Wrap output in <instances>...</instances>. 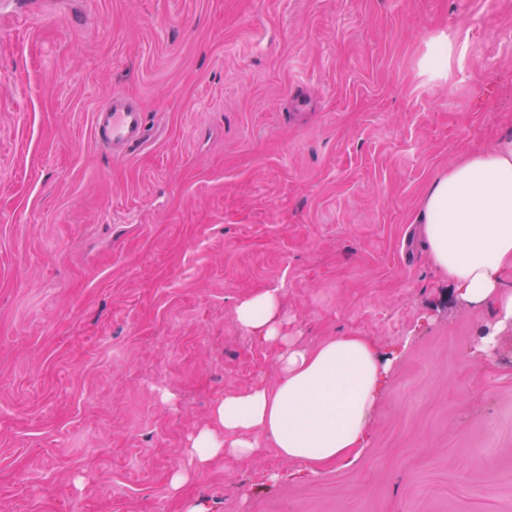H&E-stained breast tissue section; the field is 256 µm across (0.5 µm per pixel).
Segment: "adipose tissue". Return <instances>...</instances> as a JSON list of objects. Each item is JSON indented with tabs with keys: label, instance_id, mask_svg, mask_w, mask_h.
<instances>
[{
	"label": "adipose tissue",
	"instance_id": "adipose-tissue-1",
	"mask_svg": "<svg viewBox=\"0 0 512 512\" xmlns=\"http://www.w3.org/2000/svg\"><path fill=\"white\" fill-rule=\"evenodd\" d=\"M419 220L436 269L456 296L473 306L493 305L495 329L472 351L481 358L512 323V136L475 152L434 179ZM239 326L277 346V381L217 399L209 423L188 438L194 470L219 457L248 458L262 448L298 465L354 462L362 448L369 412L391 362L363 336H333L304 346L289 336L278 289L239 301Z\"/></svg>",
	"mask_w": 512,
	"mask_h": 512
}]
</instances>
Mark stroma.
Listing matches in <instances>:
<instances>
[{
  "mask_svg": "<svg viewBox=\"0 0 512 512\" xmlns=\"http://www.w3.org/2000/svg\"><path fill=\"white\" fill-rule=\"evenodd\" d=\"M141 153L92 140L110 95ZM512 134V0H0V512H512V327L416 222ZM394 360L357 460L267 448L179 496L224 393L277 379L235 321ZM146 131L144 112L124 93H113L94 112V144L116 158H127L142 147L147 142Z\"/></svg>",
  "mask_w": 512,
  "mask_h": 512,
  "instance_id": "35a3bbf8",
  "label": "stroma"
}]
</instances>
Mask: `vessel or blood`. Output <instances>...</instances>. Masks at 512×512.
<instances>
[{
    "label": "vessel or blood",
    "instance_id": "1",
    "mask_svg": "<svg viewBox=\"0 0 512 512\" xmlns=\"http://www.w3.org/2000/svg\"><path fill=\"white\" fill-rule=\"evenodd\" d=\"M146 123L137 101L121 92L102 103L93 116V139L96 147L126 158L146 142Z\"/></svg>",
    "mask_w": 512,
    "mask_h": 512
}]
</instances>
